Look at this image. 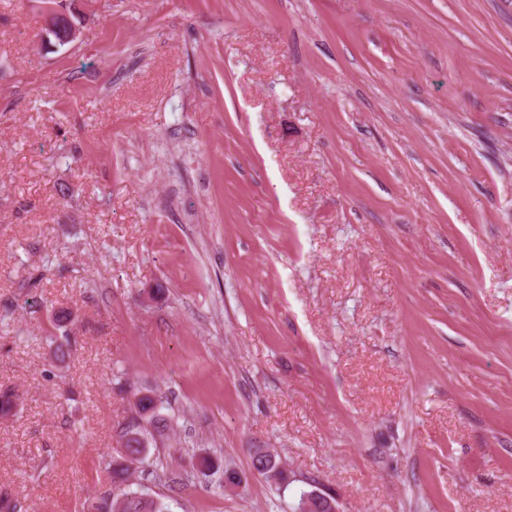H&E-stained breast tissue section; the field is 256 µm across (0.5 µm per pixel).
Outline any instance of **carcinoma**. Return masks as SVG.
Instances as JSON below:
<instances>
[{
  "label": "carcinoma",
  "instance_id": "1",
  "mask_svg": "<svg viewBox=\"0 0 512 512\" xmlns=\"http://www.w3.org/2000/svg\"><path fill=\"white\" fill-rule=\"evenodd\" d=\"M162 398L149 394L139 395L134 403L135 414L122 429V455L108 462L112 489L95 497L88 512H169L168 505L158 496L150 494L132 481L135 465L144 463L150 450L149 427L159 423ZM253 468L268 482L280 484L286 480V472L280 467V459L270 453L251 458Z\"/></svg>",
  "mask_w": 512,
  "mask_h": 512
}]
</instances>
